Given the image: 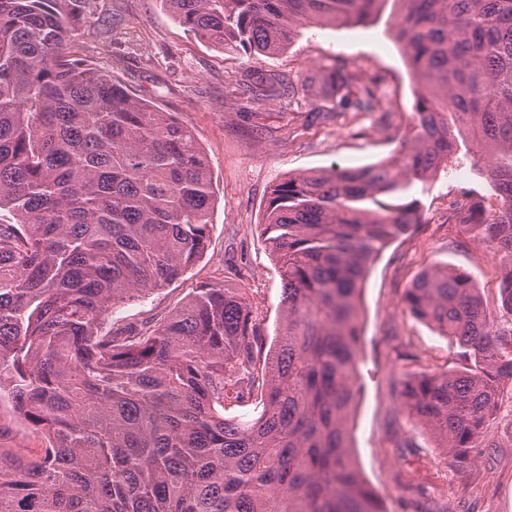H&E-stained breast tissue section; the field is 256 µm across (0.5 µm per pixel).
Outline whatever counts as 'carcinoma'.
I'll return each mask as SVG.
<instances>
[{"instance_id":"obj_1","label":"carcinoma","mask_w":512,"mask_h":512,"mask_svg":"<svg viewBox=\"0 0 512 512\" xmlns=\"http://www.w3.org/2000/svg\"><path fill=\"white\" fill-rule=\"evenodd\" d=\"M88 0H0V392L41 446L0 420V512H381L350 446L369 263L423 223L412 192L454 163L463 226L500 257L499 315L476 280L423 270L403 309L473 364L398 383L399 408L453 466L512 385V0H397L414 122L390 158L291 173L262 237L283 283L267 357L246 292L213 282L168 315L102 331L112 308L180 278L209 248L208 159L173 112L70 57ZM387 0H162L198 40L282 53L302 29L368 21ZM336 111L380 88L323 74ZM308 77L254 71L260 100ZM261 398L249 419L224 416Z\"/></svg>"}]
</instances>
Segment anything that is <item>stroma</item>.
<instances>
[{
  "label": "stroma",
  "mask_w": 512,
  "mask_h": 512,
  "mask_svg": "<svg viewBox=\"0 0 512 512\" xmlns=\"http://www.w3.org/2000/svg\"><path fill=\"white\" fill-rule=\"evenodd\" d=\"M91 11L73 33V52L137 97L176 113L205 152L216 193L206 255L181 278L116 306L113 323L167 315L196 288L220 280L246 289L260 332L273 343L283 319V287L259 232L271 187L295 172L376 163L397 149V134L413 121L415 85L388 32V14L358 26L306 28L287 51L256 57L202 44L160 0H92ZM336 62L380 86L382 111L330 112L316 85L289 103L254 99L241 85L254 70L294 76ZM258 123L265 126L259 137L252 132ZM474 184L464 167L416 188L422 225L384 248L364 283L360 393L350 430L357 464L385 512H412L417 488L426 491L431 512H512L511 408L499 411L480 441L478 467L460 469L445 462L430 432L396 403L403 376L471 365L458 345L403 311L401 296L419 273L438 264L472 273L488 311H498L499 260L445 206ZM226 261L240 267V276L222 275Z\"/></svg>",
  "instance_id": "stroma-1"
}]
</instances>
